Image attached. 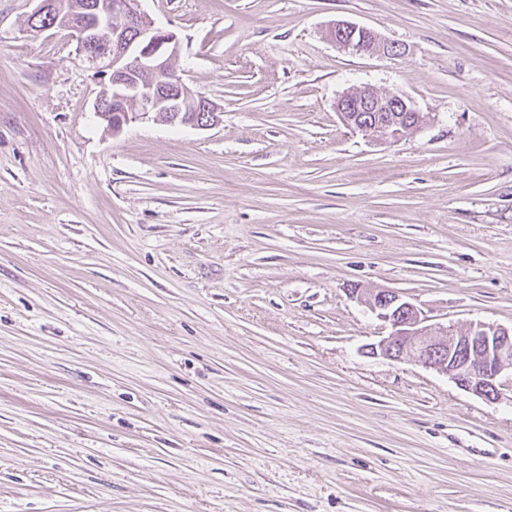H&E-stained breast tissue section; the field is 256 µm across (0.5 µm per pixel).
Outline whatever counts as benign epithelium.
Here are the masks:
<instances>
[{
	"mask_svg": "<svg viewBox=\"0 0 512 512\" xmlns=\"http://www.w3.org/2000/svg\"><path fill=\"white\" fill-rule=\"evenodd\" d=\"M35 2L27 25L47 14L55 16L43 30L71 32L89 67L105 79L94 114L112 134L147 121L202 130L221 122L218 106L174 73L178 38L155 26L141 9V0H87L80 14L55 10L53 0ZM328 37L337 49L349 54L393 59L406 53L404 44L347 21L334 23ZM159 72L173 73L172 81L162 86L149 80ZM335 110L348 128L381 144L399 142L418 130V125L410 126L404 119V113L417 111L410 97L384 94L372 86L342 94ZM352 112H386L390 117L383 123H361L350 116ZM352 296L390 326L389 334L371 345L370 354L392 362L411 359L473 395L487 401L499 399L512 372V327L478 322L463 332L448 327L434 332L417 306L397 291L356 289Z\"/></svg>",
	"mask_w": 512,
	"mask_h": 512,
	"instance_id": "7a95c632",
	"label": "benign epithelium"
}]
</instances>
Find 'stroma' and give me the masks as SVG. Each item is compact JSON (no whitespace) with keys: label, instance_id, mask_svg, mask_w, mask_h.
Listing matches in <instances>:
<instances>
[{"label":"stroma","instance_id":"35a3bbf8","mask_svg":"<svg viewBox=\"0 0 512 512\" xmlns=\"http://www.w3.org/2000/svg\"><path fill=\"white\" fill-rule=\"evenodd\" d=\"M141 5L217 126L112 135L75 39L0 0V512H512V391L369 354L350 295L512 327V0ZM364 85L419 130L346 127ZM329 39L342 52L399 58L407 49L402 43L382 39L373 30L347 21H337L328 31ZM335 110L348 128L381 144L399 142L419 129V123L408 126L409 121L404 119L405 112H418L423 118L410 97L397 93L384 94L372 86H362L343 93L336 100ZM351 112L357 113L351 117ZM358 112H388L394 116L383 123L375 120L373 126H370L369 120L361 123L360 118L354 123Z\"/></svg>","mask_w":512,"mask_h":512}]
</instances>
